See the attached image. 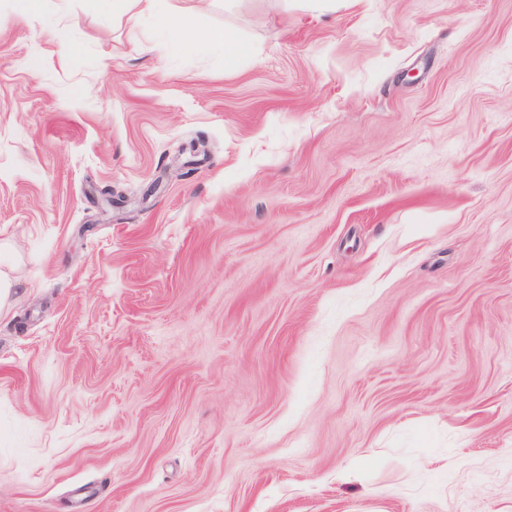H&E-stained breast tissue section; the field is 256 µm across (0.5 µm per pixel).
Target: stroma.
Masks as SVG:
<instances>
[{"label": "stroma", "mask_w": 512, "mask_h": 512, "mask_svg": "<svg viewBox=\"0 0 512 512\" xmlns=\"http://www.w3.org/2000/svg\"><path fill=\"white\" fill-rule=\"evenodd\" d=\"M169 4L0 0V512H512V0ZM168 0H129L137 18L149 17L157 20L170 35L173 46L183 48L190 40V28L186 19L167 9Z\"/></svg>", "instance_id": "obj_1"}]
</instances>
